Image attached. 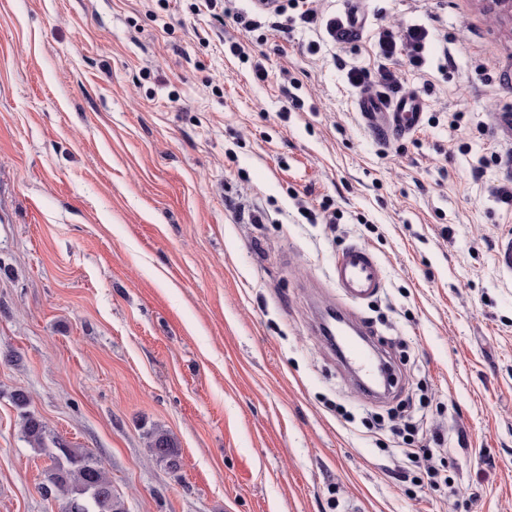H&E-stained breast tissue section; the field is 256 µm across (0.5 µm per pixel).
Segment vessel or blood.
Wrapping results in <instances>:
<instances>
[{
  "label": "vessel or blood",
  "instance_id": "vessel-or-blood-1",
  "mask_svg": "<svg viewBox=\"0 0 512 512\" xmlns=\"http://www.w3.org/2000/svg\"><path fill=\"white\" fill-rule=\"evenodd\" d=\"M366 20L358 8L357 0H350L346 22L340 36L344 41L357 38ZM358 109L366 125L383 140L398 139L418 127L424 102L406 93L400 96L364 95L358 101ZM333 279L343 297L351 304L361 305L376 297L383 288V275L376 254L363 245L353 244L339 251L333 264ZM324 327H338L340 332L355 331V339L345 341L340 353L355 371L360 388L374 389L383 375V361L372 345L360 342L363 328L354 327L349 320L334 322L325 318Z\"/></svg>",
  "mask_w": 512,
  "mask_h": 512
}]
</instances>
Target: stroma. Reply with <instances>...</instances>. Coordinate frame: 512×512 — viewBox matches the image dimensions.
<instances>
[{
	"instance_id": "1",
	"label": "stroma",
	"mask_w": 512,
	"mask_h": 512,
	"mask_svg": "<svg viewBox=\"0 0 512 512\" xmlns=\"http://www.w3.org/2000/svg\"><path fill=\"white\" fill-rule=\"evenodd\" d=\"M250 6L0 0V512H61L27 413L99 457L128 512H512V17L361 0L339 44L289 12L244 32ZM395 21L429 31L421 66L398 61L425 107L387 145L347 73L374 85ZM353 243L383 273L356 313L401 380L384 399L314 329ZM394 410L416 444L441 431L453 487L392 478L415 463L363 421ZM154 424L180 477L144 446ZM359 0H350L349 7L346 11V23L343 25L340 37L344 41H352L357 38L362 29L365 26L366 19L359 11L358 2Z\"/></svg>"
}]
</instances>
